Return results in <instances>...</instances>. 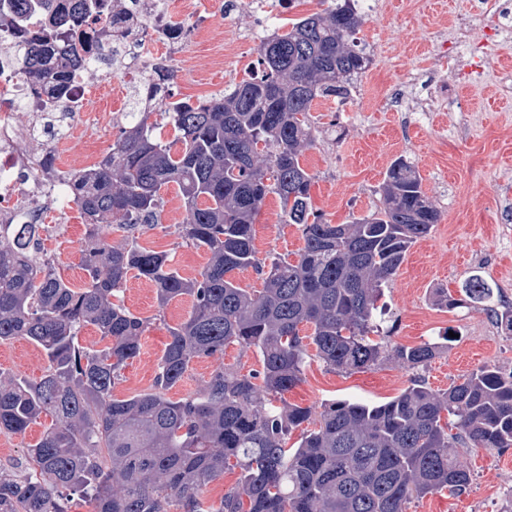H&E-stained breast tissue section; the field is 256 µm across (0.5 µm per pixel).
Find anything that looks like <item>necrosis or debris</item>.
<instances>
[{"label":"necrosis or debris","mask_w":512,"mask_h":512,"mask_svg":"<svg viewBox=\"0 0 512 512\" xmlns=\"http://www.w3.org/2000/svg\"><path fill=\"white\" fill-rule=\"evenodd\" d=\"M112 0H102L100 11L73 23L67 39L54 41L56 52L75 51L83 74L68 86L71 110L65 113L68 124L94 123L97 113L89 102L95 87L89 74L98 68L99 47L124 35L121 46L122 73L145 77L144 58L149 46L161 43L172 53H181L191 26L208 23L200 4L191 0L184 12L181 27H173L165 9H154L148 22L140 28L122 33L110 26ZM46 24L45 17L31 13L25 23L14 22L8 0H0V51L18 56L23 50V31H36ZM458 45H489L497 35L512 31V10L500 0H474L470 9L451 22ZM54 104L48 89H32L9 66L0 67V224H47L52 212L64 213L72 202L63 193V184L52 173L59 164L72 167L81 163L71 154L64 139H44L39 133L41 121Z\"/></svg>","instance_id":"1"}]
</instances>
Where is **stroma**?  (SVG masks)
Segmentation results:
<instances>
[{
	"label": "stroma",
	"instance_id": "1",
	"mask_svg": "<svg viewBox=\"0 0 512 512\" xmlns=\"http://www.w3.org/2000/svg\"><path fill=\"white\" fill-rule=\"evenodd\" d=\"M204 2L218 22L192 33L187 49L194 63L189 72H182L162 46L152 48L155 63L173 74L167 89L177 100L222 93L243 79L247 66L258 59V44L242 43L256 25L255 15L243 10L228 16L224 0ZM469 2L381 0L378 10L365 13L358 38L366 46L369 66L346 101L331 97L314 101L310 116L315 143L301 158L315 177L313 205L333 224L347 223L379 206L378 188L396 157L403 155L414 163L441 220L410 249L386 289L382 332L394 346H415L448 331L454 339L428 366L415 369L384 361L346 374L320 361H308L301 382L285 395L288 403L315 409L335 399L379 403L399 395L415 377L444 391L482 366L512 372V340L502 336L493 317L470 307L449 311L434 302L435 289L458 295L462 281L478 271L499 286L500 309H512V237L501 233L504 217L512 215V34L500 37L484 58V81L455 82L450 99L430 116L418 113V101L427 95L423 88L403 106L390 104L405 90L411 73L425 70L451 45L448 22L466 12ZM98 71L108 77L91 103L101 121L77 126L70 136L74 151L95 162L119 136L132 93L130 80L114 74L111 61L99 62ZM162 197L159 224L144 229L139 242L167 253L182 276H198L210 254L185 244L180 236L184 209L176 185L165 188ZM85 236L86 224L77 219L60 225L44 240L75 288L88 281L81 252ZM253 245L259 259L280 256L290 261L304 246L301 227L283 222L276 195L266 197L256 216ZM121 300L147 322L138 356L113 389L115 398L128 399L149 391L168 329L187 318L192 301L183 296L159 306L153 284L135 276L128 278ZM220 363L245 375L261 368L252 351L231 345L223 359L195 360L185 378L169 391V398L196 392ZM46 366L41 351L27 340L0 344L2 371L35 379ZM461 460L472 477L466 492L412 500L407 512H512V448H466Z\"/></svg>",
	"mask_w": 512,
	"mask_h": 512
}]
</instances>
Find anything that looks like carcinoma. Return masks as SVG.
I'll use <instances>...</instances> for the list:
<instances>
[{
	"mask_svg": "<svg viewBox=\"0 0 512 512\" xmlns=\"http://www.w3.org/2000/svg\"><path fill=\"white\" fill-rule=\"evenodd\" d=\"M12 2L18 15L36 7L48 16L46 28L25 35L17 71L34 88L67 82L71 62L51 55L50 41L97 0ZM363 22L351 0L293 19L261 42L259 69L210 98L169 102L166 90L144 84L111 151L61 176L86 218L84 287L63 279L38 225L0 234V343L26 338L47 360L35 381L0 371V432L22 434L51 418L21 458L0 466V512H69L75 494L92 512H167L172 502L181 512H406L413 498L468 489L459 446L512 447V372L496 367L444 392L415 378L384 403L333 400L315 411L283 400L312 357L355 373L384 360L423 367L448 348L446 336L416 346L370 338L384 288L441 220L416 166L396 159L381 205L331 224L313 207L315 176L300 163L313 144V101L349 98L368 66L357 38ZM155 111L173 126L168 144L152 137ZM171 183L185 209L181 237L210 253L198 278L139 244L140 232L159 223L161 190ZM270 194L284 223L302 226L293 261L256 255L253 220ZM248 268L264 275L263 288L231 277ZM131 271L153 283L159 307L188 296L192 309L168 327L152 390L118 400L112 390L139 354L145 325L120 300ZM462 293L439 288L434 296L449 310L469 302L493 311V288L480 275ZM87 325L108 341L104 348L80 345ZM231 344L255 352L262 371L242 375L221 363L195 393L167 397L194 360H219ZM236 468V484L206 503L201 488Z\"/></svg>",
	"mask_w": 512,
	"mask_h": 512,
	"instance_id": "obj_1",
	"label": "carcinoma"
}]
</instances>
